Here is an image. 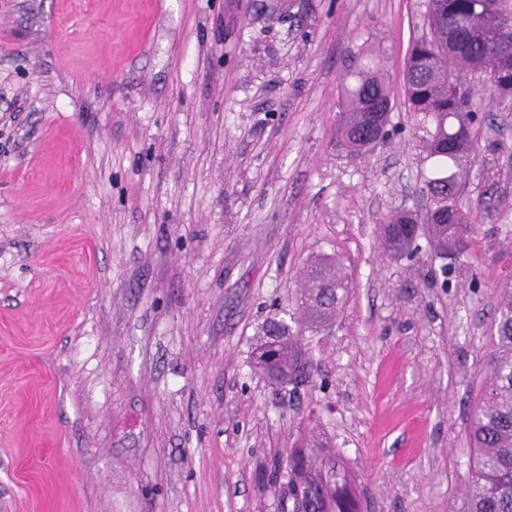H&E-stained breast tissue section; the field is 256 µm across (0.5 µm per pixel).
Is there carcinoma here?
I'll return each instance as SVG.
<instances>
[{"label": "carcinoma", "instance_id": "1", "mask_svg": "<svg viewBox=\"0 0 512 512\" xmlns=\"http://www.w3.org/2000/svg\"><path fill=\"white\" fill-rule=\"evenodd\" d=\"M488 0H426L429 33L417 39L405 65L404 93L409 111L431 126L424 140L426 158L436 160L426 187L431 209L421 218L397 213L382 225L384 244L393 257L419 251L420 225L437 253L461 257L478 225L477 216L490 223L509 220L512 203L499 190V172L490 171L474 202L464 203L449 192L465 181L473 162L476 100L483 93L512 108V38L500 29L512 28V0H495L496 11L479 21L472 17L487 10ZM483 76L482 88L464 91L459 80ZM343 82L336 128L340 145L350 154L372 150L367 126L379 121L376 113L391 110V96L379 77L375 60L355 57ZM351 284L335 260L323 258L310 265L306 286L296 301L310 330L331 323L348 301ZM495 350L488 359L489 378L475 406L468 429L473 468L463 512H512V292L493 321ZM262 338L252 353L253 369L279 390L312 378L313 361L302 345V331L282 319L261 328ZM323 445L294 449L288 455L290 493L303 487L312 512H358L348 493L349 474H325L320 458Z\"/></svg>", "mask_w": 512, "mask_h": 512}]
</instances>
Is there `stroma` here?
Segmentation results:
<instances>
[{
  "label": "stroma",
  "mask_w": 512,
  "mask_h": 512,
  "mask_svg": "<svg viewBox=\"0 0 512 512\" xmlns=\"http://www.w3.org/2000/svg\"><path fill=\"white\" fill-rule=\"evenodd\" d=\"M426 0H0V512H296L286 458L331 447L361 512H460L470 413L512 282V222L443 275L404 100ZM379 52L390 133L336 145L343 78ZM486 120L476 197L512 111ZM318 255L352 290L275 391L260 327L298 328Z\"/></svg>",
  "instance_id": "35a3bbf8"
}]
</instances>
